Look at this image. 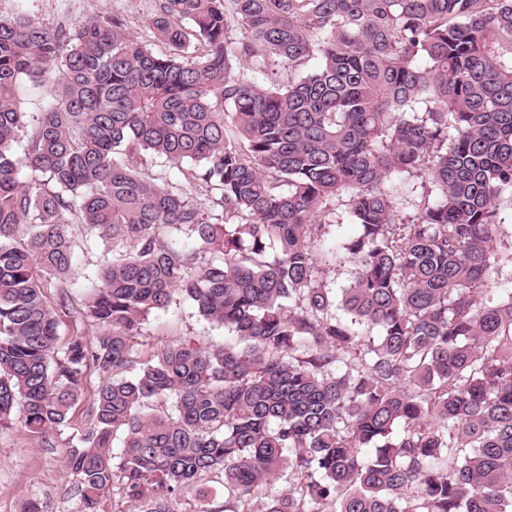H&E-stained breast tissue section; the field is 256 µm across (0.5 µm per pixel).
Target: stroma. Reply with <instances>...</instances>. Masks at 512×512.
Here are the masks:
<instances>
[{
    "instance_id": "35a3bbf8",
    "label": "stroma",
    "mask_w": 512,
    "mask_h": 512,
    "mask_svg": "<svg viewBox=\"0 0 512 512\" xmlns=\"http://www.w3.org/2000/svg\"><path fill=\"white\" fill-rule=\"evenodd\" d=\"M102 0H0V18L24 14L53 26L104 15ZM69 233L76 243L77 259L67 275L69 298L58 306L59 290L49 285L46 294L57 304L59 338L81 335L93 340L100 335L98 325L83 315L84 294L101 268L102 249L85 242L84 225L73 224ZM146 352L200 339L220 345L227 337L223 327L206 322L182 296H175L167 310L150 315L143 325ZM98 378L88 375L80 399L71 414L70 427L54 432L46 442L34 440L19 419L0 427V512H27L30 501H38L44 512H79L80 500L74 490L75 479L63 466L66 446L73 430H83L93 422V404Z\"/></svg>"
}]
</instances>
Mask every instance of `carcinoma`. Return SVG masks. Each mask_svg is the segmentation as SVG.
<instances>
[{
  "label": "carcinoma",
  "instance_id": "1",
  "mask_svg": "<svg viewBox=\"0 0 512 512\" xmlns=\"http://www.w3.org/2000/svg\"><path fill=\"white\" fill-rule=\"evenodd\" d=\"M147 22L0 19V426L17 408L45 442L98 376L64 455L83 512L111 489L173 512L214 472L227 512H512V280L488 288L512 268V0H152ZM26 80L55 85L31 124ZM70 224L112 261L84 302L103 333L60 346ZM177 295L232 341L139 350ZM351 271V263L343 259L342 254H340L336 263L327 266L325 278L331 287L342 288L349 283Z\"/></svg>",
  "mask_w": 512,
  "mask_h": 512
}]
</instances>
